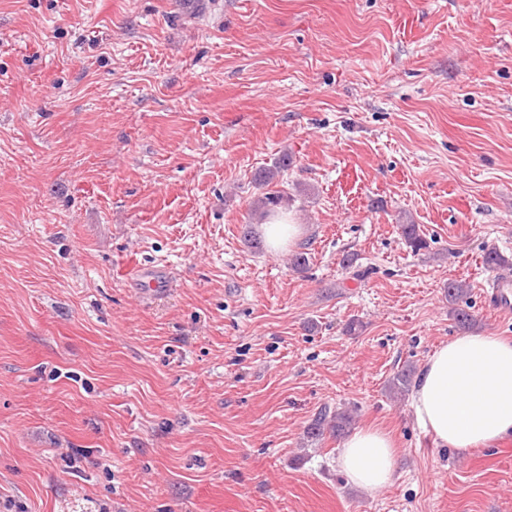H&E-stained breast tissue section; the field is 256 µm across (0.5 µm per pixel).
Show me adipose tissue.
<instances>
[{
	"label": "adipose tissue",
	"instance_id": "adipose-tissue-1",
	"mask_svg": "<svg viewBox=\"0 0 512 512\" xmlns=\"http://www.w3.org/2000/svg\"><path fill=\"white\" fill-rule=\"evenodd\" d=\"M412 408L418 426L444 447L465 451L512 435V342L465 332L441 344L415 380ZM338 463L352 486L382 491L395 475L393 440L380 428L356 430Z\"/></svg>",
	"mask_w": 512,
	"mask_h": 512
}]
</instances>
